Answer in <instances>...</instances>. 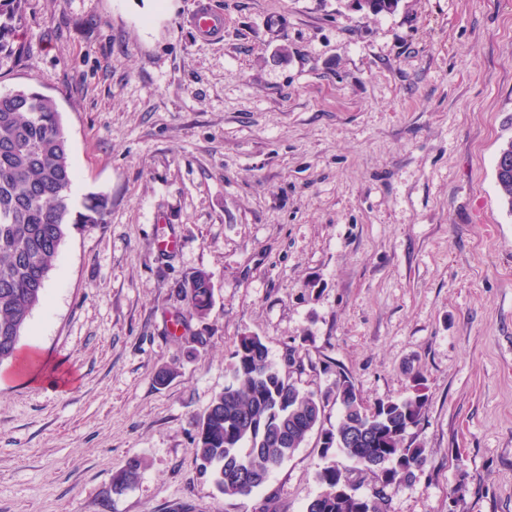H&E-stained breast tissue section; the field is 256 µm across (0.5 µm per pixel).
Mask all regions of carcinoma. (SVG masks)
<instances>
[{
	"label": "carcinoma",
	"instance_id": "carcinoma-1",
	"mask_svg": "<svg viewBox=\"0 0 512 512\" xmlns=\"http://www.w3.org/2000/svg\"><path fill=\"white\" fill-rule=\"evenodd\" d=\"M400 0H360L366 16L391 14ZM24 0H0V53L19 40ZM75 172L55 100L37 89L0 92V366L19 360V344L32 313L45 300L49 274L71 228L103 224L108 198L91 193L75 207ZM189 314L207 316L213 303L210 276L198 272L180 286ZM229 382L196 422L194 453L226 499L248 497L262 488L274 469L321 429L324 405L273 364L256 335L239 338L227 368ZM341 415L322 429L318 473L323 491L305 512H385L397 479H409L426 463V451L410 431L421 423L425 400L416 394L366 405L348 377L336 381ZM352 471L371 473L366 494H336L349 485L336 454ZM143 470L138 456L112 474V493L133 487Z\"/></svg>",
	"mask_w": 512,
	"mask_h": 512
}]
</instances>
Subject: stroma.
Segmentation results:
<instances>
[{"label":"stroma","instance_id":"stroma-1","mask_svg":"<svg viewBox=\"0 0 512 512\" xmlns=\"http://www.w3.org/2000/svg\"><path fill=\"white\" fill-rule=\"evenodd\" d=\"M210 3L219 43L190 27L194 0H25L20 47L0 53V91L56 99L74 200H110L105 223L71 229L28 322L42 369L0 367V512H305L320 432L245 498L199 472L195 420L245 334L322 398L327 428L339 376L369 405L422 390L427 462L388 512H512V210L495 178L512 0L370 17ZM199 271L202 320L178 293ZM133 455L141 476L113 495Z\"/></svg>","mask_w":512,"mask_h":512}]
</instances>
